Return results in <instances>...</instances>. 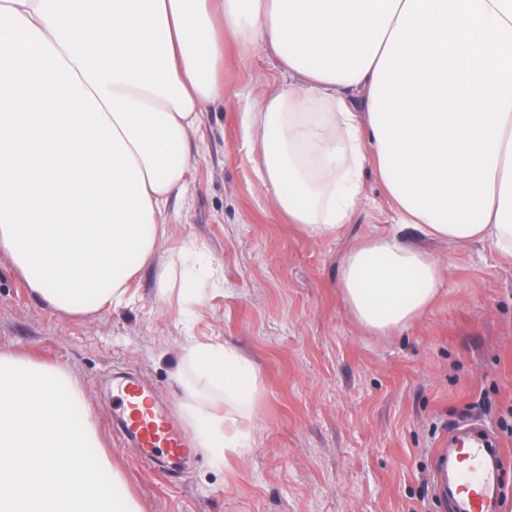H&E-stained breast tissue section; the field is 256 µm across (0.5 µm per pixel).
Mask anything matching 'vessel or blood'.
Masks as SVG:
<instances>
[{
  "label": "vessel or blood",
  "instance_id": "b4317fda",
  "mask_svg": "<svg viewBox=\"0 0 512 512\" xmlns=\"http://www.w3.org/2000/svg\"><path fill=\"white\" fill-rule=\"evenodd\" d=\"M119 422L137 453L150 460L184 458L193 452L190 438L157 405L137 380L117 388ZM455 458L436 470L440 490L448 494L450 512H500L505 497L503 458L495 453L483 428L456 435Z\"/></svg>",
  "mask_w": 512,
  "mask_h": 512
}]
</instances>
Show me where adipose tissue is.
Wrapping results in <instances>:
<instances>
[{"label": "adipose tissue", "instance_id": "adipose-tissue-1", "mask_svg": "<svg viewBox=\"0 0 512 512\" xmlns=\"http://www.w3.org/2000/svg\"><path fill=\"white\" fill-rule=\"evenodd\" d=\"M263 46L288 81L246 102L249 161L279 212L332 237L375 164L400 225L512 258V0H0V249L68 316L129 304L190 183V135L224 97V48ZM207 256L173 252L181 316ZM447 266L396 233L342 257L356 324L388 336L434 303ZM180 412L217 465L245 456L259 372L188 337Z\"/></svg>", "mask_w": 512, "mask_h": 512}]
</instances>
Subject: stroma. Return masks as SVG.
Returning <instances> with one entry per match:
<instances>
[{
	"label": "stroma",
	"instance_id": "stroma-1",
	"mask_svg": "<svg viewBox=\"0 0 512 512\" xmlns=\"http://www.w3.org/2000/svg\"><path fill=\"white\" fill-rule=\"evenodd\" d=\"M263 49H224V100L206 104L192 135L188 191L136 276L129 305L94 317L60 314L28 291L0 250V350L67 367L87 397L102 448L144 512H445L433 459L467 422L485 424L512 460V261L485 242L451 245L411 229L401 239L448 265L427 314L392 336L349 317L338 294L344 253L388 232L396 205L375 168L348 224L312 238L288 223L248 161L246 101L280 85ZM201 246L215 285L184 331L176 300L157 295L172 250ZM226 340L263 380L252 446L143 467L113 430L112 394L127 378L178 405L185 335Z\"/></svg>",
	"mask_w": 512,
	"mask_h": 512
}]
</instances>
